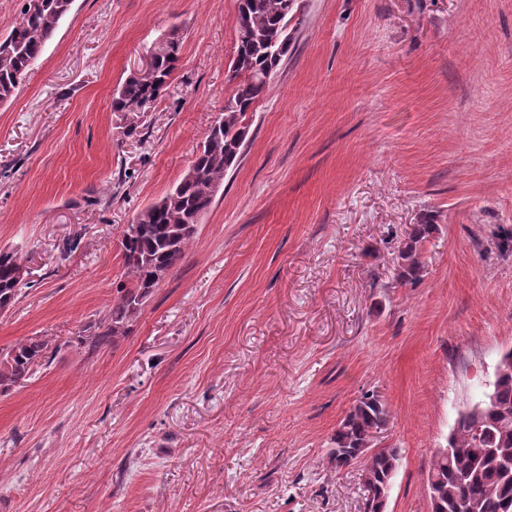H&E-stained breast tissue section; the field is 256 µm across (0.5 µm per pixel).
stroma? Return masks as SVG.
I'll return each mask as SVG.
<instances>
[{
	"mask_svg": "<svg viewBox=\"0 0 512 512\" xmlns=\"http://www.w3.org/2000/svg\"><path fill=\"white\" fill-rule=\"evenodd\" d=\"M172 32L124 136L113 92ZM288 32L184 260L99 349L125 224L232 92L236 0H73L0 104V249L28 271L0 357L45 346L0 393V512H363L326 454L366 393L401 451L387 512H430L432 453L512 348V0H296ZM154 64L148 72L131 73L117 86L112 97V110L121 112L124 135L137 134L140 118L154 107L167 90L179 62L180 43L175 34L167 36L147 49ZM435 224H416L413 228L409 242L400 253L402 277L404 280L415 278L423 268L422 266V243L430 233Z\"/></svg>",
	"mask_w": 512,
	"mask_h": 512,
	"instance_id": "1",
	"label": "stroma"
}]
</instances>
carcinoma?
I'll use <instances>...</instances> for the list:
<instances>
[{"mask_svg":"<svg viewBox=\"0 0 512 512\" xmlns=\"http://www.w3.org/2000/svg\"><path fill=\"white\" fill-rule=\"evenodd\" d=\"M71 5L72 0H24L19 19L0 37V103L14 95ZM294 8L291 0H237L236 51L228 68L233 94L224 109L223 127L210 130L193 161L202 180L179 181L176 197L142 210L122 230L124 279L115 283L116 297L98 332L81 337L80 343L97 349L124 335L157 287V269L171 271L184 259L198 224L215 201L205 183L223 185L230 159L240 158L245 147L244 117L264 96L288 52L280 45ZM148 52L154 59L151 70L127 76L112 97V110L121 113L128 137L137 133L140 118L167 90L179 62V39L163 38ZM433 228L432 224L413 228L400 253L403 279L420 273L421 246ZM23 266L15 251L0 258V310L7 312L16 302L24 285L17 272ZM43 351L42 342L30 340L1 358L0 391L23 381ZM505 362L511 367L495 374L492 388L459 413L448 436L449 452L433 453L426 481L431 512H512V348L500 355L498 363ZM390 420L389 409L378 396L363 395L340 422L326 455L327 465L336 470L363 462L364 512H380L385 482L393 479L400 461V449L376 448Z\"/></svg>","mask_w":512,"mask_h":512,"instance_id":"obj_1","label":"carcinoma"}]
</instances>
